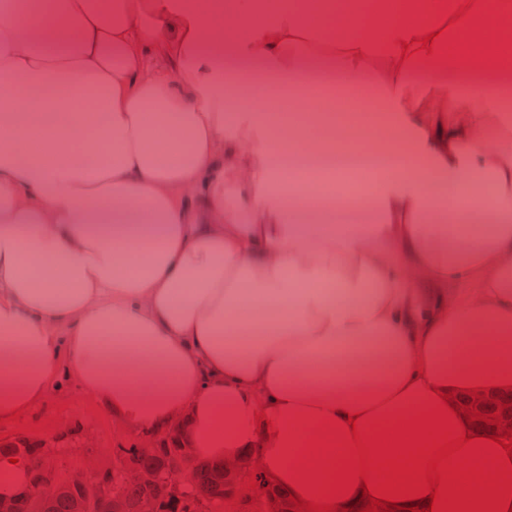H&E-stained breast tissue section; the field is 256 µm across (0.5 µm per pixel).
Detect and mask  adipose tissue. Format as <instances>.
Returning <instances> with one entry per match:
<instances>
[{
	"instance_id": "adipose-tissue-1",
	"label": "adipose tissue",
	"mask_w": 512,
	"mask_h": 512,
	"mask_svg": "<svg viewBox=\"0 0 512 512\" xmlns=\"http://www.w3.org/2000/svg\"><path fill=\"white\" fill-rule=\"evenodd\" d=\"M215 2L0 0V420L64 376L288 493L324 420L512 381V106L448 77L499 68L512 0H380L338 39L331 0H235L234 53L312 114L307 155L318 113L381 116L370 219L335 233L298 223L323 187L285 192Z\"/></svg>"
}]
</instances>
